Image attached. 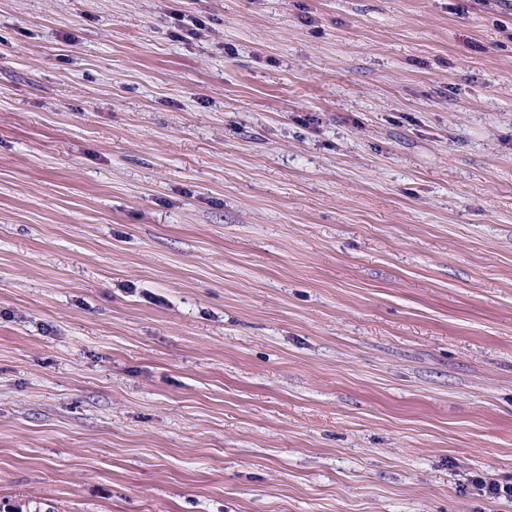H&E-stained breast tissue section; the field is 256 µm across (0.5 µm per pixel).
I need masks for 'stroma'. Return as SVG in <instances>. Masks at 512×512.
<instances>
[{"label": "stroma", "instance_id": "obj_1", "mask_svg": "<svg viewBox=\"0 0 512 512\" xmlns=\"http://www.w3.org/2000/svg\"><path fill=\"white\" fill-rule=\"evenodd\" d=\"M512 0H0V512H512Z\"/></svg>", "mask_w": 512, "mask_h": 512}]
</instances>
